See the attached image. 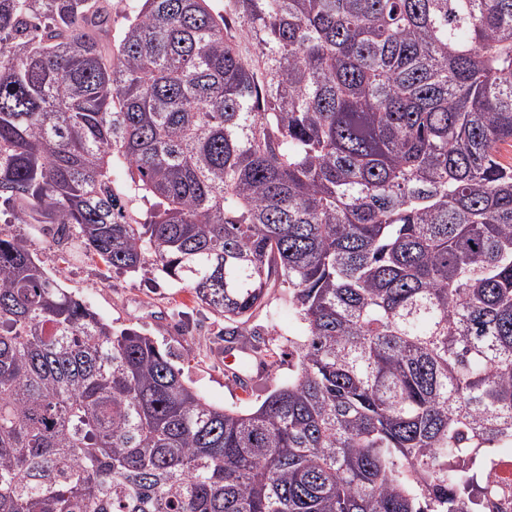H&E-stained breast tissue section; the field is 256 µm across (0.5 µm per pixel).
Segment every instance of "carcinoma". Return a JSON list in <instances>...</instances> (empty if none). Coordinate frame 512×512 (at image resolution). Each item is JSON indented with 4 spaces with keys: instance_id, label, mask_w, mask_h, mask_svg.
<instances>
[{
    "instance_id": "obj_1",
    "label": "carcinoma",
    "mask_w": 512,
    "mask_h": 512,
    "mask_svg": "<svg viewBox=\"0 0 512 512\" xmlns=\"http://www.w3.org/2000/svg\"><path fill=\"white\" fill-rule=\"evenodd\" d=\"M110 8L0 0L6 223L164 275L227 336L287 286L295 375L212 405L0 230V512H488L512 0H127L105 41Z\"/></svg>"
}]
</instances>
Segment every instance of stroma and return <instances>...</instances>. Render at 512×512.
<instances>
[{"mask_svg":"<svg viewBox=\"0 0 512 512\" xmlns=\"http://www.w3.org/2000/svg\"><path fill=\"white\" fill-rule=\"evenodd\" d=\"M8 232L27 238L32 251L50 271L61 274L65 288L114 326H134L164 350L171 351L186 381L208 402L244 409L259 404L276 386L287 383L294 369L288 361V341L299 334L295 314L287 303V289H270L250 318L244 343L266 345L276 351V364L251 373L247 388L238 387L224 373V319L196 301L164 276L148 279L106 269L77 251L51 246L29 225L11 224Z\"/></svg>","mask_w":512,"mask_h":512,"instance_id":"1","label":"stroma"}]
</instances>
